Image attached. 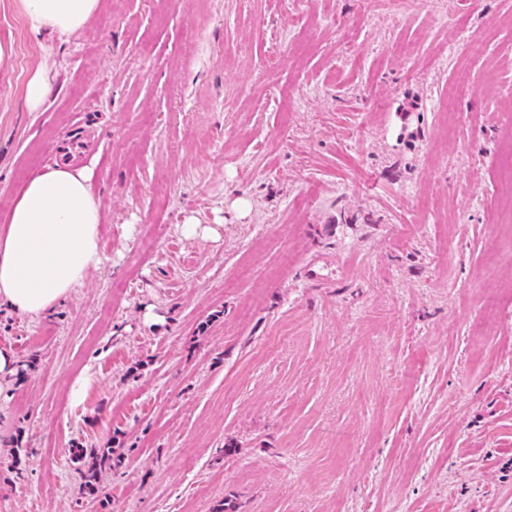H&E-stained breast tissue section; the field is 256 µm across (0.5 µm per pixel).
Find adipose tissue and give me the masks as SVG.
<instances>
[{"instance_id":"1","label":"adipose tissue","mask_w":512,"mask_h":512,"mask_svg":"<svg viewBox=\"0 0 512 512\" xmlns=\"http://www.w3.org/2000/svg\"><path fill=\"white\" fill-rule=\"evenodd\" d=\"M100 0H17L34 30L72 33ZM92 171L58 165L33 177L0 235V306L37 319L50 313L102 261Z\"/></svg>"}]
</instances>
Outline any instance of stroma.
Segmentation results:
<instances>
[{
    "mask_svg": "<svg viewBox=\"0 0 512 512\" xmlns=\"http://www.w3.org/2000/svg\"><path fill=\"white\" fill-rule=\"evenodd\" d=\"M0 44V231L86 125L102 251L0 308V512H512V0H101L44 36L0 0ZM79 447L113 451L90 489ZM49 74L50 69L45 65L29 80L26 86V102L33 110L40 108L47 101L51 89Z\"/></svg>",
    "mask_w": 512,
    "mask_h": 512,
    "instance_id": "1",
    "label": "stroma"
}]
</instances>
